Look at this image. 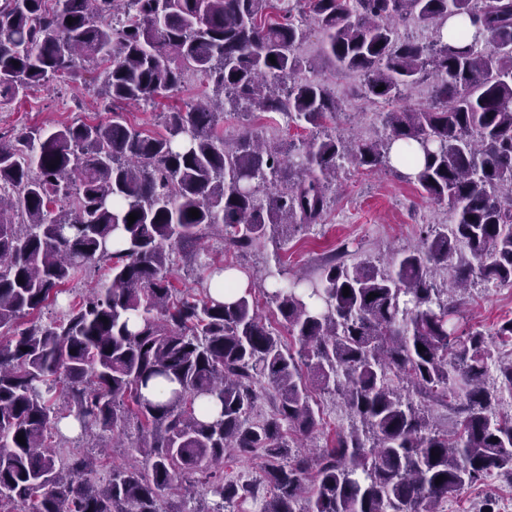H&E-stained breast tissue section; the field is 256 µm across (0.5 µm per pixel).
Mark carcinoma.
I'll return each mask as SVG.
<instances>
[{
    "mask_svg": "<svg viewBox=\"0 0 512 512\" xmlns=\"http://www.w3.org/2000/svg\"><path fill=\"white\" fill-rule=\"evenodd\" d=\"M308 2L310 23L300 0H0V103L75 79L92 60L112 112L0 140V507L224 512L257 499L261 484L272 492L261 512H440L482 477L512 476V421L496 411L497 393L512 394V360L494 358L457 296L477 280L512 282V195L499 192L512 186V0ZM410 18L432 38L400 35ZM311 24L321 60L361 73L364 93L389 106L383 133L350 145L325 132L286 151L250 132L224 138L227 103L289 127L334 119L324 84L293 80L312 67L296 52ZM186 70L212 84L215 102L168 113L166 134L117 111L154 106ZM429 79L432 104L394 107ZM396 142L453 225L430 227L387 265L333 256L306 277L278 259L267 266L262 292L295 351L262 323L252 291L212 297L224 266L208 260V234L238 251L278 246L322 223L346 164L393 168ZM461 245L470 257L438 287L433 269ZM186 250L208 272L198 298L172 284L173 255ZM94 261L109 264V282L63 316L19 328ZM391 374L411 391L389 385ZM314 387L333 389L359 425L293 456L290 436L320 423ZM150 388L162 397L145 396ZM261 389L275 410L253 423ZM448 402L459 415L451 435L431 423ZM68 417L93 447L108 432L141 460L101 475L94 453L57 459L52 438ZM231 448L262 452L259 483L210 472Z\"/></svg>",
    "mask_w": 512,
    "mask_h": 512,
    "instance_id": "carcinoma-1",
    "label": "carcinoma"
}]
</instances>
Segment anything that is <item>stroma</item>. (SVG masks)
<instances>
[{
	"label": "stroma",
	"mask_w": 512,
	"mask_h": 512,
	"mask_svg": "<svg viewBox=\"0 0 512 512\" xmlns=\"http://www.w3.org/2000/svg\"><path fill=\"white\" fill-rule=\"evenodd\" d=\"M295 79L327 86L340 107L337 133L355 142L382 134L380 114L384 106L362 93V76L319 68L299 71ZM211 92L200 76L189 72L180 86L158 97L155 106L145 109L130 105L123 112L129 124L158 135L165 131L164 113L184 108ZM103 98L102 67L84 63L78 80L51 81L33 87L25 98L0 104V137L9 139L34 127L69 124L78 119L107 120L110 114L103 109ZM223 129L228 138L247 130L268 141L297 140L307 134L306 129L286 126L273 113L250 121L228 113ZM333 197L323 224L299 231L280 247L267 243L245 252L229 251L216 236L207 237L204 245L211 257L239 269L255 286L265 267L277 258L290 272L310 275L324 255L339 249L344 250V260L351 265L369 257L385 262L396 251L415 246L427 226L454 221L446 204L430 199L416 183L383 169L370 171L346 165L338 174ZM467 316L470 325L491 339L502 359L512 358V342H502L495 336L500 320L512 317V283L476 281L467 297ZM313 399L321 421L305 442L310 450L329 444L335 434L346 431L351 424L345 404L333 393L317 390ZM488 498L494 500L495 512H512V480L491 474L450 496L442 512H478Z\"/></svg>",
	"instance_id": "1"
}]
</instances>
